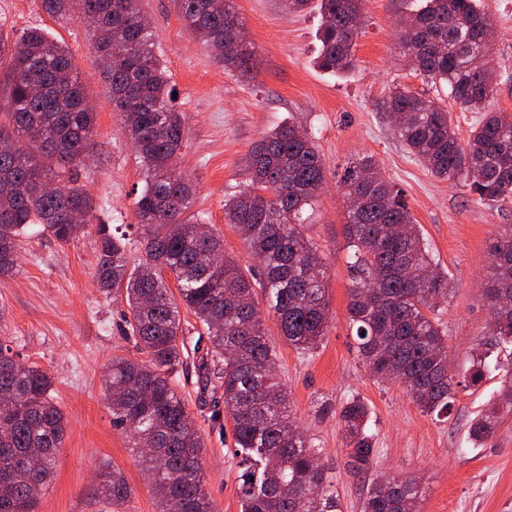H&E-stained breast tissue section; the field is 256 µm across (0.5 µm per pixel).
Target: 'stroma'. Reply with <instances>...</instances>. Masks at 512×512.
I'll list each match as a JSON object with an SVG mask.
<instances>
[{
    "mask_svg": "<svg viewBox=\"0 0 512 512\" xmlns=\"http://www.w3.org/2000/svg\"><path fill=\"white\" fill-rule=\"evenodd\" d=\"M258 52L254 79L217 67L186 27L174 0H142L155 34L156 52L177 93L185 122L180 166L192 177L194 207L224 239L225 255L244 272H255L244 240L227 224L224 198L243 190L244 158L266 133L285 123L309 132L322 156L325 186L307 211V235L323 253L330 302L327 335L320 348L300 355L280 334L273 314L264 326L277 353L283 383L302 428L315 441L331 475L342 512H362L369 481L347 467L340 407L353 396L370 406L377 471L417 477L420 512H512V417L477 446L468 426L498 391L497 373L475 386L461 383L447 419L424 414L405 389L382 384L358 357L348 319L355 275L346 264L347 206L339 180L350 157L373 155L403 197L436 259L454 282L437 317L448 333V356L462 373L473 350L490 343L491 314L483 295L493 269L489 245L512 225V207L492 210L461 184L436 178L406 153L385 102L403 86L433 97L437 91L408 66L396 26L421 0H365L356 40L355 69L329 75L314 67L321 16L316 0L292 14L281 0H234ZM493 21L491 54L497 92L490 110L512 117V0H479ZM46 29L70 50L96 117L90 158L77 169L80 185L96 204V218L78 238L62 243L29 227L21 238L15 271L0 277V345L51 375L54 397L66 418L55 477L38 512H100L98 469L122 471L131 489L122 512H156L153 493L130 437L112 424L102 375L110 360H144L126 336L127 305L96 285L99 225L121 226L137 241L141 229L133 201L143 186L136 150L108 98L93 39L80 21L47 15L39 0H0V33ZM185 367L176 388L203 441L205 489L215 512H241L232 424L224 419V388L202 379L198 365L207 343L189 309L181 311Z\"/></svg>",
    "mask_w": 512,
    "mask_h": 512,
    "instance_id": "1",
    "label": "stroma"
}]
</instances>
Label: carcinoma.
<instances>
[{"label":"carcinoma","mask_w":512,"mask_h":512,"mask_svg":"<svg viewBox=\"0 0 512 512\" xmlns=\"http://www.w3.org/2000/svg\"><path fill=\"white\" fill-rule=\"evenodd\" d=\"M54 18H92L94 49L112 106L139 155L144 187L135 200L143 229L140 259L129 267L124 235L98 230L96 282L124 294L129 334L144 361L112 360L104 378L112 425L129 433L151 480L157 512H214L205 489L204 442L173 382L183 366L180 305L192 310L208 341L207 354L224 385V415L233 424L239 458L241 512H341L311 438L297 424L275 373L270 345L254 300L255 288L224 256V240L191 212L193 190L178 156L185 123L173 89L143 23L141 0H39ZM364 0H320L323 23L315 65L346 74ZM186 26L222 68L251 77L257 50L233 0H175ZM492 25L476 0H425L399 32L405 58L426 82L445 85L462 112H484L461 142L448 109L406 87L386 108L409 153L434 176L456 180L481 203L512 204V120L485 107L496 92L487 58ZM95 112L73 56L40 28L11 38L0 34V276L18 266L20 238L40 226L60 242L84 232L69 223L77 209L86 221L96 205L74 177L90 157ZM247 187L224 199L227 223L241 233L262 269L270 311L281 336L312 354L326 336L329 297L319 247L304 232L303 214L325 183L315 142L288 123L261 138L246 156ZM56 183L61 191L44 189ZM348 208V263L357 274L348 313L357 352L379 382L404 386L416 404L448 417L460 382L448 375V336L435 313L452 289L437 269L421 228L400 191L369 154H358L342 177ZM494 275L484 297L495 322L493 339L512 343V225L490 244ZM177 281L178 295L165 273ZM501 379L497 395L471 420L469 438L483 444L512 414V361L490 365L473 352L463 377L473 386L489 370ZM51 377L0 347V512H36L55 475L56 450L67 421ZM339 419L348 467L365 477L374 464L370 409L358 397L341 405ZM102 500L118 509L131 494L118 469L99 470ZM421 487L412 478L373 481L363 512H418Z\"/></svg>","instance_id":"cac0c4a2"}]
</instances>
